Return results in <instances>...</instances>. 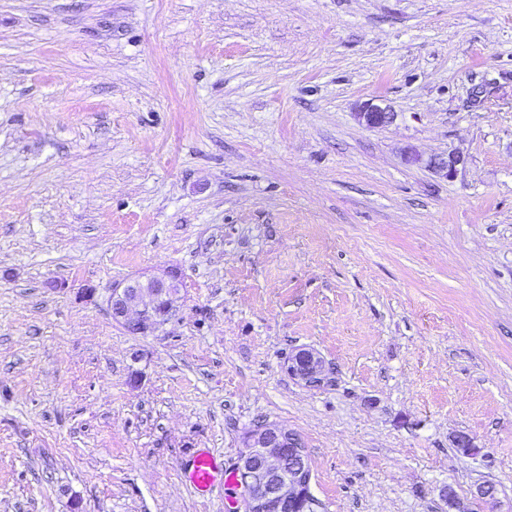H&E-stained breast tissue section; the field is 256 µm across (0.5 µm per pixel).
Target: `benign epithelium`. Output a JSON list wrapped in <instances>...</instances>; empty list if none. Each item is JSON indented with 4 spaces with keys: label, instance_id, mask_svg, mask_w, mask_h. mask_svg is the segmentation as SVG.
<instances>
[{
    "label": "benign epithelium",
    "instance_id": "benign-epithelium-1",
    "mask_svg": "<svg viewBox=\"0 0 512 512\" xmlns=\"http://www.w3.org/2000/svg\"><path fill=\"white\" fill-rule=\"evenodd\" d=\"M370 128L385 127L395 113L367 103L356 113ZM463 164L454 152L434 164L450 178ZM179 277L175 270L165 275L139 276L112 286L107 298L112 319L139 336H153L166 325L178 308ZM288 373L305 385L323 387L331 382L324 360L308 349L288 359ZM242 488L243 512H317L319 502L311 492L312 473L299 437L276 423L249 429L243 439L235 468Z\"/></svg>",
    "mask_w": 512,
    "mask_h": 512
}]
</instances>
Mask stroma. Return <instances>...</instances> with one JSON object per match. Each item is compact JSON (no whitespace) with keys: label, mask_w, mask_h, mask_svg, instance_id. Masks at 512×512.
<instances>
[{"label":"stroma","mask_w":512,"mask_h":512,"mask_svg":"<svg viewBox=\"0 0 512 512\" xmlns=\"http://www.w3.org/2000/svg\"><path fill=\"white\" fill-rule=\"evenodd\" d=\"M264 422L320 512H512V0H0V512H224ZM356 116L367 127L380 128L391 124L396 114L386 107L367 103L363 106L362 112H357ZM178 288L173 269L161 277L139 276L113 285L107 298L112 319L135 335H156L177 311ZM287 370L290 375L309 387H323L331 382L330 373L324 360L308 349H301L290 357Z\"/></svg>","instance_id":"obj_1"}]
</instances>
